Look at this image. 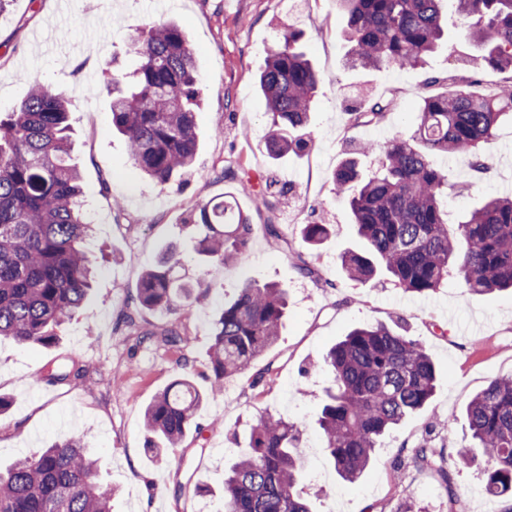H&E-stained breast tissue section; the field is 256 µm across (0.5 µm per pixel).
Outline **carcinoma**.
<instances>
[{
    "label": "carcinoma",
    "instance_id": "carcinoma-1",
    "mask_svg": "<svg viewBox=\"0 0 512 512\" xmlns=\"http://www.w3.org/2000/svg\"><path fill=\"white\" fill-rule=\"evenodd\" d=\"M347 15L350 63L365 69L414 68L448 40L445 7L451 6L467 36L485 48L483 60L512 72V0H337ZM303 33H282L269 53L258 85L267 107L265 149L277 160L303 153L312 143L310 112L320 82L298 46ZM126 55L135 69L112 78V125L126 137L129 157L145 175L168 182L191 170L198 153L196 112L203 102L194 50L182 28L165 22L130 37ZM451 85L422 98L418 124L390 139L377 169L362 173L349 155L333 184L349 192L362 250L341 256L347 276L370 280L386 272L405 292L427 294L450 276L464 292L512 291V198L492 197L453 221L443 199L448 176L430 162L434 153H465L484 170L482 148L497 124L512 119V94L470 92L453 76L430 78ZM391 104L367 98L349 113L355 127L381 124ZM69 102L44 85L0 117V337L50 345L56 329L86 300L94 259L84 249L83 187L70 163ZM282 189L260 179L257 207L274 211ZM187 221L199 229L196 253L206 260L239 259L254 230L234 202L201 203ZM313 249L330 234L327 224H304ZM177 251L141 277L136 306L186 312L199 300L178 283ZM285 291L249 282L215 321L212 392L224 380L246 374L277 340L286 310ZM333 377L317 418L322 445L347 484L364 475L379 441L432 398L438 374L423 344L385 324L358 327L324 358ZM85 376L77 362L48 365L43 380L73 382ZM203 400L184 378L157 394L144 411L149 448L176 447L192 427ZM471 444L459 451L464 465L480 471L486 492L512 499V378L497 377L465 410ZM251 452L224 477V512H313L297 489L302 468L298 427L267 416L253 426ZM408 459L437 475L452 504L460 502L444 456L430 442ZM0 512H112V487L97 480V461L77 440L55 442L17 459L0 473Z\"/></svg>",
    "mask_w": 512,
    "mask_h": 512
}]
</instances>
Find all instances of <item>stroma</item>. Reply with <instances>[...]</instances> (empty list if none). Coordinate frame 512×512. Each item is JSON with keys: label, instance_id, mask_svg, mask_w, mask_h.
I'll list each match as a JSON object with an SVG mask.
<instances>
[{"label": "stroma", "instance_id": "35a3bbf8", "mask_svg": "<svg viewBox=\"0 0 512 512\" xmlns=\"http://www.w3.org/2000/svg\"><path fill=\"white\" fill-rule=\"evenodd\" d=\"M166 20L188 33L204 88L197 115L199 151L193 170L158 183L130 162L125 140L112 129L109 91L124 40ZM302 30V48L321 76L310 115L311 148L272 161L264 148L266 104L257 76L268 52L288 27ZM345 17L336 0H12L0 15V113L12 111L35 84L63 93L72 104V162L79 170L93 234L88 248L99 263L82 308L58 331L52 346L0 338V395L11 406L0 415V469L54 441L79 440L97 461L116 495L112 512H223L224 468L246 451L247 438L266 414L296 423L307 453L299 488L315 512H398L412 498L415 512H450L434 479L409 467L406 454L432 439L453 473L464 512H503L504 500L486 494L477 469L457 451L466 442L465 407L496 377L512 376V294H464L448 278L428 295L403 292L387 276L367 283L349 279L340 256L362 246L348 200L331 174L347 150L383 146L410 133L430 77L444 73L474 81L484 92L512 82V74L486 70L482 51L463 30H452L425 64L400 71L366 70L348 62ZM366 95L395 97L398 105L377 126L349 127L347 114ZM486 169L476 173L465 154L432 156L448 176V206L456 216L490 197L512 195V121L502 120L484 149ZM265 174L288 190L287 205L271 219L290 243L282 250L258 229L240 262L206 263L195 252L198 229L186 221L199 203L234 198L252 211L255 197L226 182L225 168ZM330 224L319 250L304 243L299 227ZM184 257L179 276L201 282V299L184 317L164 310H134L143 272L166 247ZM311 264L314 276L298 267ZM273 283L288 296L277 342L254 368L270 370L268 386L247 376L226 379L219 394L210 351L219 308L245 281ZM135 311L133 325L120 315ZM179 321L183 345L161 331ZM383 323L418 338L438 371L428 410L395 427L353 485L335 473L322 448L317 415L332 376L322 359L351 329ZM73 359L85 365L82 380L43 382V367ZM185 378L205 396L194 425L165 460L146 451L144 410L175 379ZM211 493L198 495V486Z\"/></svg>", "mask_w": 512, "mask_h": 512}]
</instances>
